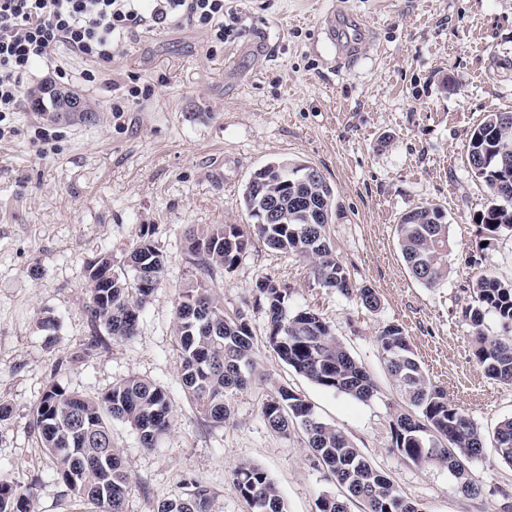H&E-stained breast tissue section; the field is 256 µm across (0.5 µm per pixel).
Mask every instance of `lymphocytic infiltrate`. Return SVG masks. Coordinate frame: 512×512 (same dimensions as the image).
<instances>
[{"mask_svg":"<svg viewBox=\"0 0 512 512\" xmlns=\"http://www.w3.org/2000/svg\"><path fill=\"white\" fill-rule=\"evenodd\" d=\"M175 22L205 30L212 53L230 35L224 0H0V122L20 111L35 62L66 49L91 62L83 80L96 83L130 35Z\"/></svg>","mask_w":512,"mask_h":512,"instance_id":"lymphocytic-infiltrate-1","label":"lymphocytic infiltrate"}]
</instances>
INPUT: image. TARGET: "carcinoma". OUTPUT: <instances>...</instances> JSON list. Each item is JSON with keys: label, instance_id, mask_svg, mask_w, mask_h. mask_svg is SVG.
Wrapping results in <instances>:
<instances>
[{"label": "carcinoma", "instance_id": "cac0c4a2", "mask_svg": "<svg viewBox=\"0 0 512 512\" xmlns=\"http://www.w3.org/2000/svg\"><path fill=\"white\" fill-rule=\"evenodd\" d=\"M490 112L470 134L468 162L476 155L512 158V122H499ZM309 166L273 161L256 170L243 191V204L256 223L245 228L212 224L190 230L187 252L202 274L234 268L257 238L270 249L294 253L308 261L313 279L323 288L357 299L374 310L380 299L374 289L358 285L338 260L328 235L333 217L334 190L325 177L301 176ZM501 165L493 163L477 175L488 189L490 204L479 213L484 240L492 243L512 232V197L500 194ZM273 202L278 224H259L258 211ZM397 244L411 276L425 286L448 277V255L453 250L447 216L435 204L405 212L395 228ZM128 266L133 280L114 269L112 258L103 255L91 262L89 309L92 321L105 328L115 341L131 339L139 319L162 278L166 257L142 229ZM258 304L268 317L267 339L278 358L314 384L367 402L377 385L365 368L331 332L330 326L312 311L288 314V286L266 277L256 283ZM473 303L465 310L473 327L475 356L485 374L512 385V337L489 336L483 329L485 315H495L512 326V282L483 272L473 285ZM176 335L182 388L197 411L210 423L222 424L231 413V397L247 388L255 372L253 329L242 316L224 315L210 295L207 283L198 279L186 286L176 306ZM376 343L389 375L412 407L392 424V447L416 463L448 467L460 490L475 495L462 463L478 458L484 437L462 409L448 401V394L426 377L415 353L397 324L385 325ZM173 405L166 389L130 376L112 385L96 399H85L57 383L43 392L34 420L43 446L53 459L55 474L78 498L101 509L123 512L130 477L112 445V422L121 421L139 435L142 447L151 449L171 426ZM262 416L280 434L299 428L308 447L344 490L323 495L318 512H348L352 501L365 512H418L395 484L382 475L354 448L349 438L316 415L312 405L292 390L280 386L263 403ZM495 448L512 465V418L498 423ZM234 483L252 512H287L277 484L266 471L250 462L234 470ZM32 493L0 481V512H32ZM210 491L197 483L187 484L181 495L162 501L157 512H209Z\"/></svg>", "mask_w": 512, "mask_h": 512}]
</instances>
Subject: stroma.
Segmentation results:
<instances>
[{"instance_id":"stroma-1","label":"stroma","mask_w":512,"mask_h":512,"mask_svg":"<svg viewBox=\"0 0 512 512\" xmlns=\"http://www.w3.org/2000/svg\"><path fill=\"white\" fill-rule=\"evenodd\" d=\"M334 8L369 32L357 60L336 68L319 33ZM237 12L234 36L213 55L200 31L175 24L117 49L95 87L79 80L89 61L65 50L25 79V91H35L63 69L89 109L26 105L0 136V403L11 409L0 419V480L33 488L34 512H89L55 476L32 428L34 410L50 383L94 399L136 376L163 386L174 412L151 449L113 422L131 477L124 512H157L192 481L209 488L210 512H251L232 479L244 461L275 481L288 512H317L319 497L340 488L301 430L282 435L264 421L262 405L281 386L424 512H512V465L493 438L512 416V386L485 375L464 316L476 272L512 281V234L484 245L474 216L489 193L466 156L487 113L512 112V0H239ZM132 76L151 84L152 95L112 113L113 86ZM275 160L313 166L334 188L336 256L380 306L320 287L306 260L253 241L233 269L208 281L225 313L249 321L259 370L234 395L230 418L214 425L180 381L176 301L201 276L185 235L197 224H251L243 188ZM425 204L443 209L454 242L448 278L432 287L411 277L394 232L402 214ZM143 227L167 259L161 284L133 339L90 348L88 264L106 254L122 266ZM266 277L287 284L289 312L310 310L327 322L373 377L377 397L325 390L278 359L255 302ZM48 317L53 326H43ZM388 323L403 327L429 380L481 430L483 453L467 467L476 495L460 493L446 467L393 451L391 424L406 403L375 340Z\"/></svg>"}]
</instances>
